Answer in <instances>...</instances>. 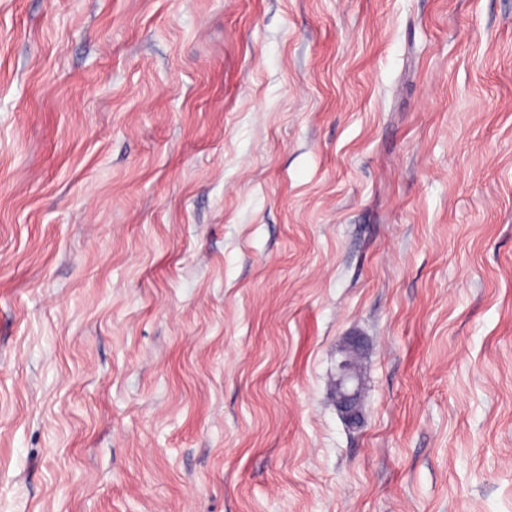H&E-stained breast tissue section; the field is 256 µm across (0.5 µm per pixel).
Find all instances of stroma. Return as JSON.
Returning <instances> with one entry per match:
<instances>
[{
    "instance_id": "stroma-1",
    "label": "stroma",
    "mask_w": 512,
    "mask_h": 512,
    "mask_svg": "<svg viewBox=\"0 0 512 512\" xmlns=\"http://www.w3.org/2000/svg\"><path fill=\"white\" fill-rule=\"evenodd\" d=\"M0 512H512V0H0ZM347 346L344 357L337 365V378L335 382L336 403L344 420L350 426L361 423L360 409V381L355 363L358 351L362 349V342L356 336L347 337L344 341Z\"/></svg>"
}]
</instances>
